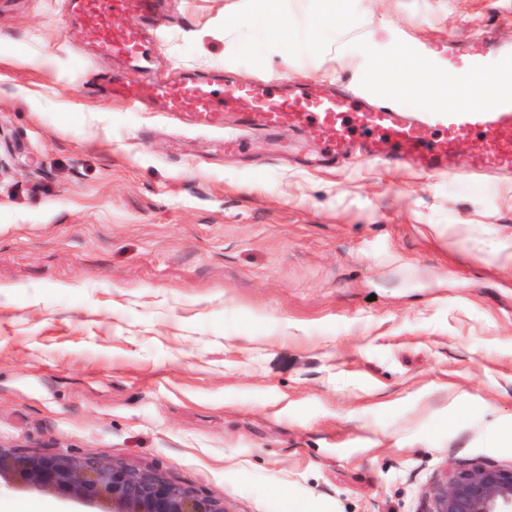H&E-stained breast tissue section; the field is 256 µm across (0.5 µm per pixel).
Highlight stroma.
<instances>
[{
    "label": "stroma",
    "instance_id": "35a3bbf8",
    "mask_svg": "<svg viewBox=\"0 0 512 512\" xmlns=\"http://www.w3.org/2000/svg\"><path fill=\"white\" fill-rule=\"evenodd\" d=\"M278 10L286 34L264 29ZM335 13L314 31L306 20ZM512 0H166L158 70L448 71ZM51 53L34 70L24 56ZM70 0H0V445L142 465L226 512H420L512 466V178L335 170L104 97ZM0 488V512H88Z\"/></svg>",
    "mask_w": 512,
    "mask_h": 512
}]
</instances>
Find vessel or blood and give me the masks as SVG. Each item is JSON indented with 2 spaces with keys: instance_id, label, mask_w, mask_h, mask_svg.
<instances>
[{
  "instance_id": "obj_1",
  "label": "vessel or blood",
  "mask_w": 512,
  "mask_h": 512,
  "mask_svg": "<svg viewBox=\"0 0 512 512\" xmlns=\"http://www.w3.org/2000/svg\"><path fill=\"white\" fill-rule=\"evenodd\" d=\"M158 0H75L83 39L102 56L124 58L146 69L149 50L140 26L153 16ZM446 75L457 95L454 104L410 111L405 91L384 87L366 94L361 86L325 84L309 78L258 77L245 83L218 72L187 75L144 88L137 80L107 82L115 102L135 106L144 96L159 102L170 117H194L201 126L224 131V149L240 148L245 136L301 131L317 144L320 159L341 160L357 133L373 164L409 163L426 171L443 169L449 157L467 149L468 171L512 169V45L489 35L454 51ZM251 103L236 127L223 115L239 100ZM471 141H464V134Z\"/></svg>"
}]
</instances>
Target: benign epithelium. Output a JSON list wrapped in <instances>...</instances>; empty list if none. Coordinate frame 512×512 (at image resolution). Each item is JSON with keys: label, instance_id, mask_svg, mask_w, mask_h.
Instances as JSON below:
<instances>
[{"label": "benign epithelium", "instance_id": "7a95c632", "mask_svg": "<svg viewBox=\"0 0 512 512\" xmlns=\"http://www.w3.org/2000/svg\"><path fill=\"white\" fill-rule=\"evenodd\" d=\"M48 490L101 512H224L220 504L150 467L0 448V484ZM422 512H512V468L456 467L431 488Z\"/></svg>", "mask_w": 512, "mask_h": 512}]
</instances>
